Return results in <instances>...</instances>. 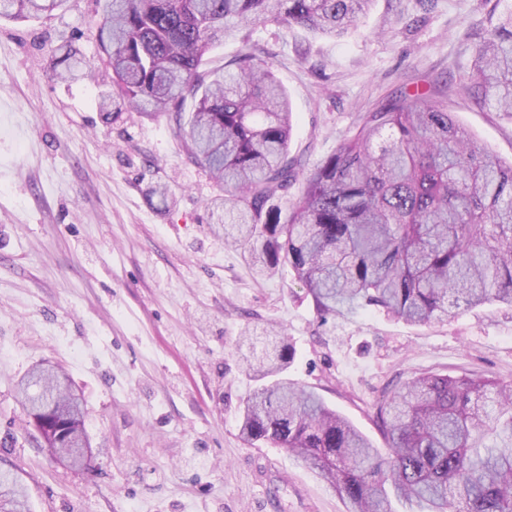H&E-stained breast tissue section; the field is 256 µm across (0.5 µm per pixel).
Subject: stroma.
Listing matches in <instances>:
<instances>
[{
	"label": "stroma",
	"mask_w": 512,
	"mask_h": 512,
	"mask_svg": "<svg viewBox=\"0 0 512 512\" xmlns=\"http://www.w3.org/2000/svg\"><path fill=\"white\" fill-rule=\"evenodd\" d=\"M512 0H374L340 38L255 24L208 65L251 44L291 102L289 155L308 171L396 93L434 89L458 124L512 160V115L474 105L473 34ZM95 0L50 18L0 21V467L31 512H347L301 459L246 445L245 327L285 331L290 378L315 389L376 447L381 395L424 373L512 382V307L410 325L371 311L321 318L291 270L253 275L214 236L219 190L189 161L167 115L106 121L105 82L57 77L69 44L96 62ZM169 189L167 200L153 188ZM62 368L82 394L88 466L52 456L27 427L18 380Z\"/></svg>",
	"instance_id": "35a3bbf8"
}]
</instances>
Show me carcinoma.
I'll list each match as a JSON object with an SVG mask.
<instances>
[{
	"label": "carcinoma",
	"mask_w": 512,
	"mask_h": 512,
	"mask_svg": "<svg viewBox=\"0 0 512 512\" xmlns=\"http://www.w3.org/2000/svg\"><path fill=\"white\" fill-rule=\"evenodd\" d=\"M69 0H0V19L29 21ZM373 0H99L100 66L74 48L56 59L61 79L94 78L98 106L173 112L187 156L224 194L214 232L240 248L260 277L290 268L326 318L361 308L410 324L469 306L512 305V162L479 145L434 94H401L367 113L356 132L299 175L288 145L293 112L272 64L245 48L233 70L206 68L213 46L244 23L347 33ZM466 94L512 112V11L479 37ZM193 102L183 118L186 101ZM303 178L284 210L278 200ZM244 357L255 387L243 402L242 440L301 458L349 512H512V385L423 374L383 397L385 448L311 389L288 378L295 348L270 333ZM22 409L46 445L69 456L88 439L84 401L68 377L37 366L18 384ZM0 505L29 512L18 476L0 468Z\"/></svg>",
	"instance_id": "1"
}]
</instances>
